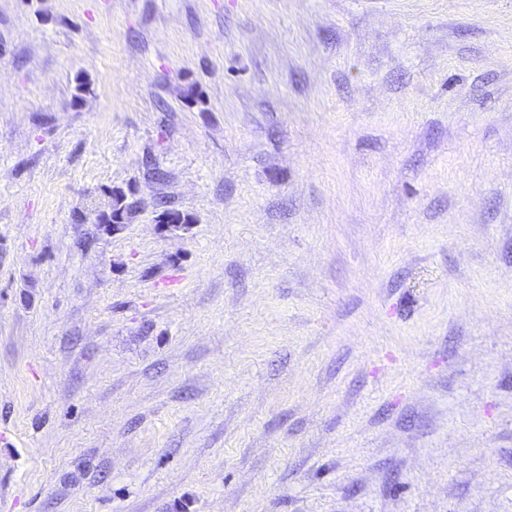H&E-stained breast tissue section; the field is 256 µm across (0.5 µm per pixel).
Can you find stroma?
I'll return each mask as SVG.
<instances>
[{
    "mask_svg": "<svg viewBox=\"0 0 512 512\" xmlns=\"http://www.w3.org/2000/svg\"><path fill=\"white\" fill-rule=\"evenodd\" d=\"M0 512H512V0H0ZM112 195L114 196V205L112 206ZM111 204L108 212L111 215V223L103 224V227L106 230L112 229V231H116L121 224H113L112 225V219L113 214L112 212L119 218L121 221H127L129 218L130 213L135 209L136 205L134 202H128L125 203L126 194L122 192L121 190H117L115 193L111 191Z\"/></svg>",
    "mask_w": 512,
    "mask_h": 512,
    "instance_id": "1",
    "label": "stroma"
}]
</instances>
